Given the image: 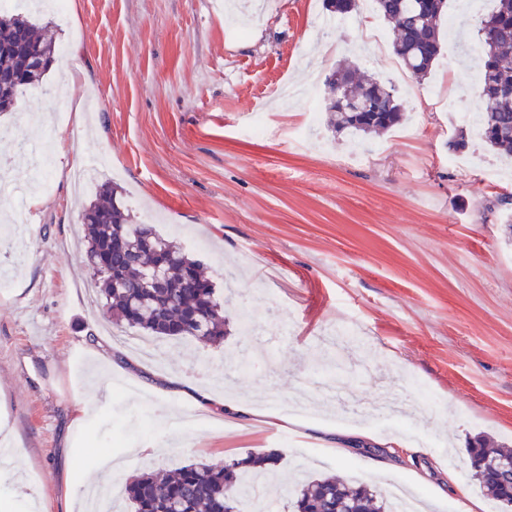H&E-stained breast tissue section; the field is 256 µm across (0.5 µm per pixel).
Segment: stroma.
I'll return each instance as SVG.
<instances>
[{
	"mask_svg": "<svg viewBox=\"0 0 512 512\" xmlns=\"http://www.w3.org/2000/svg\"><path fill=\"white\" fill-rule=\"evenodd\" d=\"M492 7L447 0L455 32L405 87L396 56L368 40L393 35L372 8L328 41L314 29L323 0H67L66 15H32L56 60L41 93L0 113L16 180L0 217L19 232L0 247V418L17 450L0 461V501L82 512L65 502L67 467L107 453L129 512L132 476L251 451L278 456L263 478L271 512H291L295 479L329 475L405 480L426 512L484 500L470 445L512 448V157L474 131L453 142L484 109L474 19ZM343 63L394 86L403 121L358 141L335 133L325 80ZM312 110L315 136L289 140ZM256 112L270 135H246ZM48 138L68 151L43 195L25 149ZM81 164L95 172L77 195ZM103 184L202 264L224 304L223 345L157 339L151 359L114 341L77 258ZM106 366L134 393L106 394ZM177 377L209 382L214 402L172 392ZM80 400L94 410L75 431ZM410 430L426 447L409 449ZM384 439L400 465L359 449Z\"/></svg>",
	"mask_w": 512,
	"mask_h": 512,
	"instance_id": "35a3bbf8",
	"label": "stroma"
}]
</instances>
